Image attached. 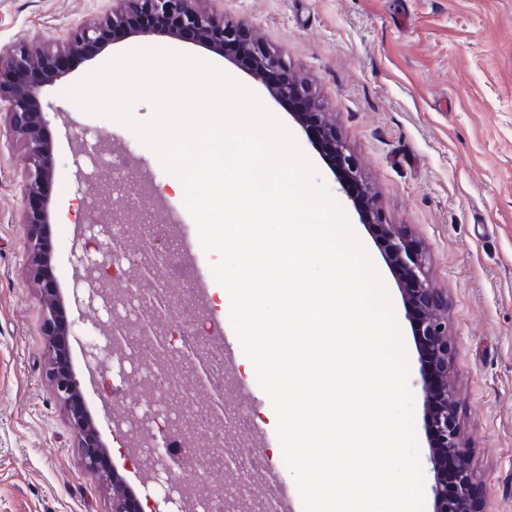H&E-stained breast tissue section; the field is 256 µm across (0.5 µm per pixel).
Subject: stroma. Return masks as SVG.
Wrapping results in <instances>:
<instances>
[{
    "label": "stroma",
    "mask_w": 512,
    "mask_h": 512,
    "mask_svg": "<svg viewBox=\"0 0 512 512\" xmlns=\"http://www.w3.org/2000/svg\"><path fill=\"white\" fill-rule=\"evenodd\" d=\"M226 20L250 27L290 69L317 89L339 137L376 192L383 223L404 225L427 256L429 276L448 295V338L457 418L469 446L478 512H512V0H201ZM112 0H0V50L19 38L65 40L72 25L103 20ZM167 50L211 63L253 93L292 135L345 213L387 291L401 332L413 395V427L426 449L419 347L402 295L372 228L336 179L332 162L241 62L223 48L188 38H130L73 62L45 87L44 101L69 110L88 143L112 140L169 200L171 214L196 236L183 195L169 186L157 154L124 124L85 111L78 87L115 57ZM54 166L52 272L76 335L94 313L71 304L72 227L82 210L72 182L69 132L51 121ZM26 154L0 139V512H110L112 488L82 464L65 404L48 379L41 334L42 294L26 266ZM254 409L248 426L262 429L266 459L292 484L269 402L254 367L236 355L224 407L242 392ZM84 399L112 460L127 481L136 472L120 453L98 393Z\"/></svg>",
    "instance_id": "1"
}]
</instances>
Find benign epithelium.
Segmentation results:
<instances>
[{
  "label": "benign epithelium",
  "mask_w": 512,
  "mask_h": 512,
  "mask_svg": "<svg viewBox=\"0 0 512 512\" xmlns=\"http://www.w3.org/2000/svg\"><path fill=\"white\" fill-rule=\"evenodd\" d=\"M183 31L198 35L204 45H222L225 51L241 50L255 61L252 76L266 85L270 95L288 104L291 114L302 126L315 129L314 139L323 153L334 163L336 177L343 190L350 194L362 221L380 230L412 321L420 347L423 402L427 412L428 451L425 461L433 473V512H476L473 499L474 473L468 448L456 418V400L449 357L448 320L441 311L448 307V297L434 286L426 269L423 247L415 244L400 224L380 223L377 198L371 188L363 185L359 167L344 143L329 113L322 111L315 90L306 80L289 72L288 64L270 50L243 24L199 6V0H112V15L102 23H80L71 28L68 37L56 49L35 39H22L0 51V103H6L7 122L0 125V136L23 141L28 158L22 192L26 203L24 224L27 227L25 255L28 269L41 285L45 307L42 313V335L50 355L48 377L56 396L68 411L76 448L83 465L99 481L112 485L110 512H145L143 503L119 478L88 413L80 381L77 379L70 353L69 333L74 322L68 321L66 310L58 299V284L51 275V251L48 227L51 224L50 164L51 145L48 137L49 109L67 127L72 122L66 112L49 104L42 106L43 89L64 77V62L81 58L92 50L133 36L167 35L179 37ZM141 279H158L167 257L157 256L143 246ZM73 288L78 307L98 309L105 306V294L94 265L79 259L73 267ZM158 307L167 311L181 303L179 294L161 287L155 296ZM139 335L145 337L157 357L158 365L167 360L166 339L156 326L143 322ZM111 364L102 365L96 348L84 346L85 382L91 388L112 371H125V356L114 354L124 349L127 336L118 329L105 336ZM185 362L192 365L193 377L200 386L212 390V415L223 417V387L212 381L214 366L202 352L192 347ZM458 477L461 489L453 504H448V471Z\"/></svg>",
  "instance_id": "7a95c632"
}]
</instances>
